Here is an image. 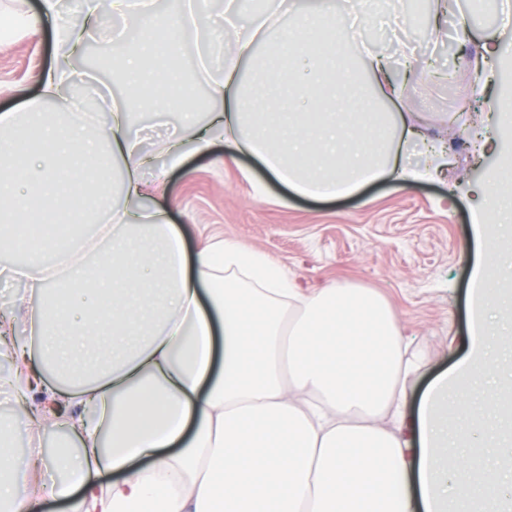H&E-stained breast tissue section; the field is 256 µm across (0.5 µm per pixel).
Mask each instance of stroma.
<instances>
[{
    "label": "stroma",
    "instance_id": "obj_1",
    "mask_svg": "<svg viewBox=\"0 0 512 512\" xmlns=\"http://www.w3.org/2000/svg\"><path fill=\"white\" fill-rule=\"evenodd\" d=\"M395 11V0L372 8L369 48L395 62L412 54L421 68L423 78L407 92L403 109L444 142L448 171L441 179L404 189L384 181L346 199L316 201L287 191L250 156L225 161L220 142L187 156L178 169L165 168V148L183 124L181 113L142 110L129 121L145 158L140 177L155 190L156 206L181 229L188 247L204 238L233 239L302 283L370 288L390 305L408 348L428 353L409 395L414 407L430 381L470 351L471 226L481 204L478 187L508 161L495 108L512 94V27L477 24L478 39L462 51L444 39H421L413 21L392 25ZM15 19L21 27L14 40L0 45V111L43 99L44 73L64 58L40 0H0V23ZM181 38L190 51L186 73L198 94H206L209 82L198 63L207 60L211 74H222L233 38L200 42L192 29ZM488 45L502 61L490 73L473 64ZM67 61L70 97H85L90 77L98 93L126 101L119 71L91 63L85 53Z\"/></svg>",
    "mask_w": 512,
    "mask_h": 512
}]
</instances>
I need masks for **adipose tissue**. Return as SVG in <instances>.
I'll use <instances>...</instances> for the list:
<instances>
[{
	"label": "adipose tissue",
	"mask_w": 512,
	"mask_h": 512,
	"mask_svg": "<svg viewBox=\"0 0 512 512\" xmlns=\"http://www.w3.org/2000/svg\"><path fill=\"white\" fill-rule=\"evenodd\" d=\"M336 0H317L294 32L266 41L271 18L232 29L234 52L209 85L214 120L167 150L169 167L217 141L230 156L257 157L292 193L342 197L389 179L405 188L447 163L444 150L397 106L416 75L396 79L357 41L337 48L325 33ZM138 35L122 46L124 81L148 89L166 27L150 7ZM61 68L48 71L47 101L0 113V223H86L109 213L95 237L40 235L30 245L26 293L0 313V352L10 363L0 386L15 399L0 422V512H38L42 499L63 512H484L504 468L480 463L505 441L500 427L501 356L512 324L500 294L512 258L498 226L512 223L494 181L472 226L471 353L432 380L406 434L408 389L423 353L403 344L390 307L370 289L334 284L310 291L263 254L208 238L187 252L165 210L136 207L144 196L130 105L90 127L83 103L61 92ZM421 144L422 169L401 164ZM122 164L120 189L133 200L116 211L109 195L88 192ZM47 254L67 259L61 292L51 293ZM26 343L8 335L15 322ZM112 339L115 364L77 386L44 377L59 358ZM66 427L75 447L57 457L19 456L17 430L41 435ZM61 466L71 477L43 482Z\"/></svg>",
	"instance_id": "ef3b65f1"
}]
</instances>
